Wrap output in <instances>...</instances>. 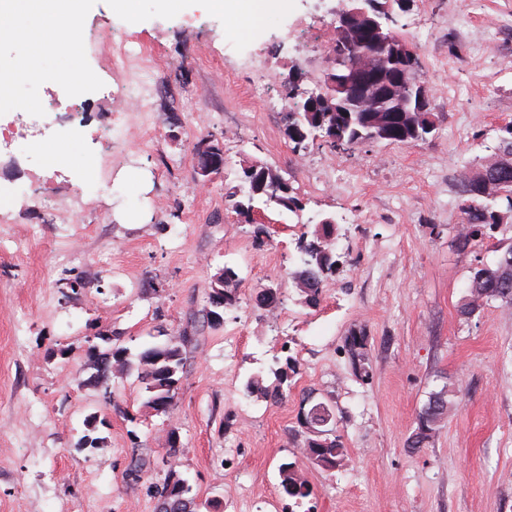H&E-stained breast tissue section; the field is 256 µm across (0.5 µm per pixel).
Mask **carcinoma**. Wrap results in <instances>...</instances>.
Returning a JSON list of instances; mask_svg holds the SVG:
<instances>
[{"label":"carcinoma","instance_id":"cac0c4a2","mask_svg":"<svg viewBox=\"0 0 512 512\" xmlns=\"http://www.w3.org/2000/svg\"><path fill=\"white\" fill-rule=\"evenodd\" d=\"M392 133L391 141L408 144L420 140L423 125L429 123L434 113L427 112L414 118L410 125L402 112H384ZM321 113L305 111V100L294 96V86H288V114L284 115L287 136L295 141L298 130H307L320 122ZM372 117H361L353 112L335 113V123L330 137L323 140V146L331 151H347L353 146L369 140L381 141L378 128L371 123ZM250 172L257 174V186L261 193L252 195L242 183L231 187L226 193L225 201L235 213H243V208L251 202L266 199H284L295 203L292 188L281 172L267 164L250 165ZM463 192L469 197L466 208V228L461 230L454 239V246L465 250L472 243L487 236V231L496 228L490 221L499 202L497 198L480 195V190L472 182L465 181ZM336 225L318 224L312 238L300 236L303 244L301 266L292 272L303 303L308 307L320 304L325 282L336 272L334 259L330 254L336 251ZM495 258L492 262H478L470 270L468 286L463 297L459 314L469 320L479 315L484 307L477 300L485 299L489 304L494 301L512 302V239L500 240L494 247ZM239 281L237 273L230 267L222 269V273L214 282L208 293L201 313L189 318L181 331L180 338L175 340L163 328L156 329L150 340L144 342L137 351L125 346L124 332L118 328L111 329V335L104 337L99 334L87 340V356L96 357L105 365L115 364L123 377H133L143 396L144 407L158 413L166 414L172 406L175 391L185 377L187 352L195 341L198 332L204 327H216L224 309L239 302L238 288L229 287V283ZM59 283L67 288L63 296L70 299L85 288L86 282L82 275L73 270L64 273ZM368 337L363 332H353L344 339V349L348 355L353 374L365 380L369 377ZM280 367L273 371L275 382L265 386L261 375L247 378L243 384V393L248 398L279 404L288 401L294 385V377L300 375L301 363L294 356L285 360H276ZM460 401V389L452 382H444L441 387L430 391L427 400L416 416V427L406 439V447L417 450L430 444L438 433L448 415L456 409ZM292 438H303L305 457L311 463L325 469H336L343 459L346 448L342 437L337 434L318 435L297 424L288 429ZM150 465V460L133 447L131 459L125 469L126 479L136 482ZM280 489L283 496L292 501V506L301 507L313 491L308 482L298 475L296 463L283 462L279 466ZM156 502H167L176 506L174 512H199L200 504L197 495L189 482L176 472L169 471L162 484L156 486Z\"/></svg>","mask_w":512,"mask_h":512}]
</instances>
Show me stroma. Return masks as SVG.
Listing matches in <instances>:
<instances>
[{
	"label": "stroma",
	"instance_id": "obj_1",
	"mask_svg": "<svg viewBox=\"0 0 512 512\" xmlns=\"http://www.w3.org/2000/svg\"><path fill=\"white\" fill-rule=\"evenodd\" d=\"M116 2L92 0L78 57L41 55L53 80L0 108V126L16 135L51 94L63 104L43 122L66 124L76 101L86 123L72 144L75 162L61 171L44 161L60 138L17 136L0 152L22 170L14 203L0 212V512H154V488L172 470L200 501L281 512L285 459L311 485L312 512H512V304L462 318L469 270L492 254L452 246L465 221L464 180L502 159L499 142L512 126V0H413L397 16L431 90L437 127L427 140L301 153L282 113L254 95L252 68L272 97L286 99L295 65L301 89H315L334 39L327 0H282L249 32L200 0L177 13L138 0L132 17ZM129 39L145 49L126 78L150 83L147 112L92 84L111 79L110 53ZM76 67L90 80L77 98L66 87ZM106 128L111 141L97 140ZM208 135L223 146L224 168L198 186L193 148ZM255 162L286 173L296 211L265 210L255 225L228 208L226 192ZM319 179L324 187L314 188ZM79 193L85 206L76 210ZM326 216L343 265L312 308L291 274L300 233ZM72 267L87 286L67 299L58 280ZM225 267L241 280L240 301L223 325L198 335L169 413L143 407L129 378H113L110 405L102 390L76 386L87 374V336L116 327L137 346L157 326L178 333ZM150 278L157 291L143 290ZM273 282L278 301L257 306V291ZM359 329L368 336L364 381L343 349ZM229 338L237 349L228 362ZM61 346L69 354L53 356ZM286 350L302 364L297 388L334 396L342 412L347 452L334 471L288 437L298 398L272 405L241 393L255 373L272 384ZM446 380L462 391L459 407L430 446L409 450L419 408ZM94 412L107 420L101 441L80 448ZM135 445L151 467L133 483L124 469Z\"/></svg>",
	"mask_w": 512,
	"mask_h": 512
}]
</instances>
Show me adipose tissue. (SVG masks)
<instances>
[{"instance_id":"obj_1","label":"adipose tissue","mask_w":512,"mask_h":512,"mask_svg":"<svg viewBox=\"0 0 512 512\" xmlns=\"http://www.w3.org/2000/svg\"><path fill=\"white\" fill-rule=\"evenodd\" d=\"M89 0H0V40L25 44L29 55L76 53L78 23Z\"/></svg>"}]
</instances>
